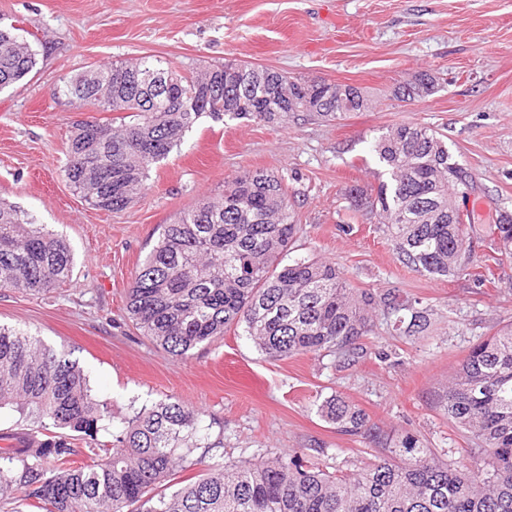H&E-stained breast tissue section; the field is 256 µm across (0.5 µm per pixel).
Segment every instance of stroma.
<instances>
[{"mask_svg": "<svg viewBox=\"0 0 512 512\" xmlns=\"http://www.w3.org/2000/svg\"><path fill=\"white\" fill-rule=\"evenodd\" d=\"M0 23L23 28L37 52L34 70L0 90V200L73 256L55 293L0 289L1 324L76 361L114 424L166 399L199 409L211 449L193 475L296 448L326 472L364 467L377 448L338 434L320 413L335 395L392 440L465 459L469 442L442 415L438 393L469 347L512 323V258L481 288L472 275L489 245L476 249L469 275L435 278L400 263L376 220L342 226L351 192H375L387 178L373 140L410 121L441 134L471 173L467 204L479 218L512 209V0H0ZM143 56L185 74L233 61L320 77L358 87L368 106L335 122L201 118L134 202L102 211L62 175L71 131L89 112L59 88L89 66ZM423 74L435 80L430 95L397 99L399 85ZM256 169L284 176L295 201L293 257L336 262L356 288L397 286L429 309L431 335L396 334L375 313L367 356L347 368L324 353L269 359L235 327L186 359L143 336L124 316L125 293L163 226Z\"/></svg>", "mask_w": 512, "mask_h": 512, "instance_id": "1", "label": "stroma"}]
</instances>
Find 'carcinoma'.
<instances>
[{"instance_id": "carcinoma-1", "label": "carcinoma", "mask_w": 512, "mask_h": 512, "mask_svg": "<svg viewBox=\"0 0 512 512\" xmlns=\"http://www.w3.org/2000/svg\"><path fill=\"white\" fill-rule=\"evenodd\" d=\"M36 64L21 29L0 26V90ZM150 74L164 76L163 90L141 80ZM98 78L109 86L101 107L117 114V127L109 133L95 122L78 124L62 173L89 204L108 212L125 208L152 165L205 115L270 123L303 113L332 121L367 107L354 86L235 63L187 76L142 59L101 67ZM78 89L87 101L100 93L83 72L65 84L72 98ZM433 89L424 74L402 86V96ZM371 151L390 181L354 197L352 211L379 213L400 262L455 277L487 239L512 258L511 211L496 210L494 223L479 230L459 221L455 190L472 187L473 178L437 132L403 123L379 135ZM298 232L282 179L264 170L228 179L221 202L203 201L164 225L127 288V316L180 358L235 325L271 358L328 352L342 368L366 356L363 339L377 310L405 336L426 329V308L395 286L354 288L336 263L318 258L283 263ZM72 269L62 240L0 202V288L46 293ZM9 402L38 423L0 448V504L13 505L10 512H512V323L470 348L439 398L443 416L471 440L468 464L445 462L411 438L387 447L361 409L334 396L322 403V416L341 434L384 450L363 468L331 475L295 451L213 468L168 495L188 457L211 447L202 413L161 401L103 440L110 409L76 362L0 324V406Z\"/></svg>"}]
</instances>
